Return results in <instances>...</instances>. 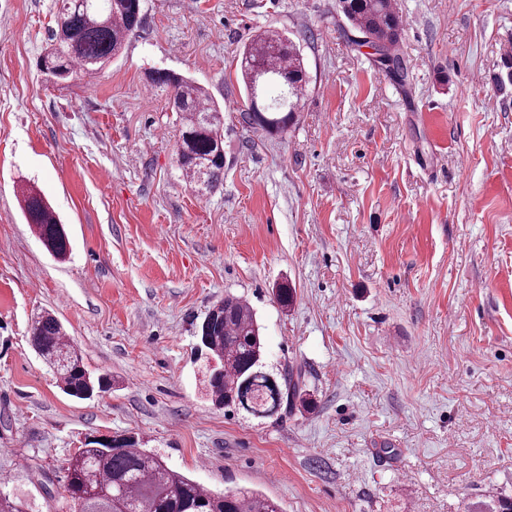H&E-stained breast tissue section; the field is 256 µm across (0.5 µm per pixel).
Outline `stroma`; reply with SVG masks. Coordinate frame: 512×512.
Instances as JSON below:
<instances>
[{
    "mask_svg": "<svg viewBox=\"0 0 512 512\" xmlns=\"http://www.w3.org/2000/svg\"><path fill=\"white\" fill-rule=\"evenodd\" d=\"M141 5L118 59L58 85L36 68L55 0H0V491L54 512L85 438L125 433L284 512L512 496V0H396L402 82L337 0ZM269 29L310 76L281 135L238 121L244 47ZM166 70L224 108L213 193L176 164L179 118L149 80ZM23 186L64 224L65 260L26 223ZM228 293L305 403H212L199 327ZM45 310L110 391L59 389L29 344Z\"/></svg>",
    "mask_w": 512,
    "mask_h": 512,
    "instance_id": "stroma-1",
    "label": "stroma"
}]
</instances>
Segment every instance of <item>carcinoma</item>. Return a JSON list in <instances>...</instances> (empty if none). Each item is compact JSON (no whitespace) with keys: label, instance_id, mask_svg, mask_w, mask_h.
I'll use <instances>...</instances> for the list:
<instances>
[{"label":"carcinoma","instance_id":"cac0c4a2","mask_svg":"<svg viewBox=\"0 0 512 512\" xmlns=\"http://www.w3.org/2000/svg\"><path fill=\"white\" fill-rule=\"evenodd\" d=\"M344 17L377 50L376 61L405 79L398 53L401 17L392 0H339ZM141 0H56L55 26L40 55L42 73L58 84L95 74L117 58L141 26ZM241 70L246 94L242 124L283 133L292 124L309 77L300 49L284 34L257 35L244 51ZM152 80L168 88L171 108L180 114L177 161L194 187L211 192L224 180V113L206 89L174 72H157ZM23 212L48 253L69 254L63 224L44 198L22 192ZM217 318L209 325L206 349L222 368L209 376L214 405L238 407L255 417H272L300 397L293 375L278 378L263 365L264 340L255 314L234 295L213 305ZM30 344L54 371L61 389L90 399L111 388L110 379L88 370L81 352L66 337L51 313L38 316L29 329ZM65 492L74 512H284L273 499L241 489L206 488L167 465L161 456L121 434L114 442L90 440L68 460ZM512 499L498 497L466 507V512H507Z\"/></svg>","mask_w":512,"mask_h":512}]
</instances>
